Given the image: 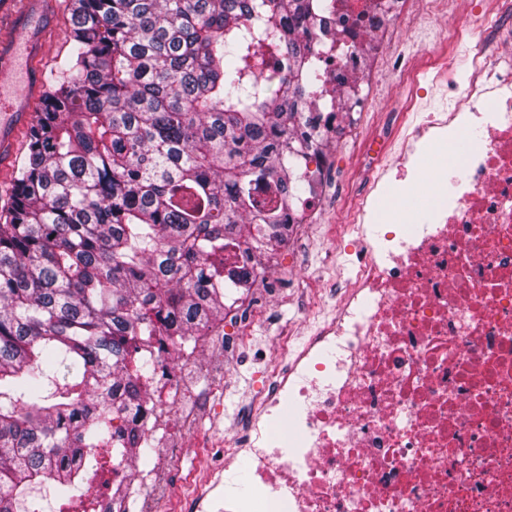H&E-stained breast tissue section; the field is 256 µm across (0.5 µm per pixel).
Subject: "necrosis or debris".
<instances>
[{
    "label": "necrosis or debris",
    "instance_id": "1",
    "mask_svg": "<svg viewBox=\"0 0 512 512\" xmlns=\"http://www.w3.org/2000/svg\"><path fill=\"white\" fill-rule=\"evenodd\" d=\"M512 0H338L314 31L324 99L317 137L344 119L336 98L377 76L408 82L400 51L369 61L356 46L433 23L434 81L453 93L428 116V163L393 158L360 136L356 168L395 170L360 197L334 237L360 250L333 317L299 346L269 336L257 403L231 431H205L222 385L209 371L216 322L191 347L169 345L145 385L139 422L154 461L116 474L97 512H512ZM474 41L466 82L450 51ZM418 168L429 208L411 204ZM219 448L185 486L170 474L187 445ZM244 468L249 485H228Z\"/></svg>",
    "mask_w": 512,
    "mask_h": 512
}]
</instances>
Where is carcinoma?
Listing matches in <instances>:
<instances>
[{"mask_svg":"<svg viewBox=\"0 0 512 512\" xmlns=\"http://www.w3.org/2000/svg\"><path fill=\"white\" fill-rule=\"evenodd\" d=\"M328 0H75L72 49L0 211V512L85 495L93 450L147 456L158 362L224 319L225 270L267 255L324 146L312 24Z\"/></svg>","mask_w":512,"mask_h":512,"instance_id":"carcinoma-1","label":"carcinoma"}]
</instances>
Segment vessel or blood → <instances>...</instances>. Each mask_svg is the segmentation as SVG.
<instances>
[{
    "label": "vessel or blood",
    "mask_w": 512,
    "mask_h": 512,
    "mask_svg": "<svg viewBox=\"0 0 512 512\" xmlns=\"http://www.w3.org/2000/svg\"><path fill=\"white\" fill-rule=\"evenodd\" d=\"M42 16L39 0H30L27 9L14 18L21 36L0 43V69L7 71L15 84L14 89L0 93V114L8 118L7 124L0 126V159L11 157L15 124L31 111L32 99L42 83L36 66Z\"/></svg>",
    "instance_id": "obj_1"
}]
</instances>
